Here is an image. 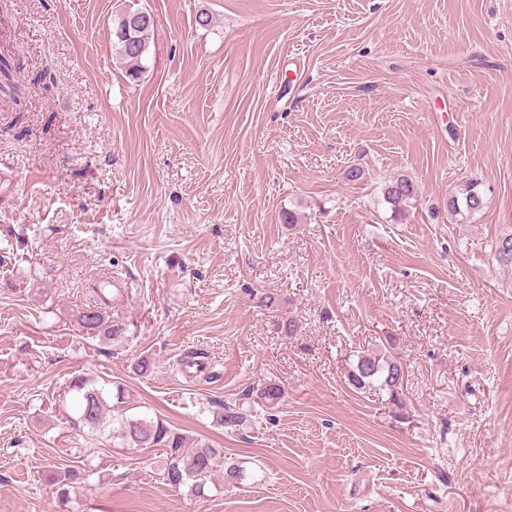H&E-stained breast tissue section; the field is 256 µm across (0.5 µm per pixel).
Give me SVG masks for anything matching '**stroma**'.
I'll use <instances>...</instances> for the list:
<instances>
[{"label": "stroma", "mask_w": 512, "mask_h": 512, "mask_svg": "<svg viewBox=\"0 0 512 512\" xmlns=\"http://www.w3.org/2000/svg\"><path fill=\"white\" fill-rule=\"evenodd\" d=\"M124 4L156 21L135 82L112 58ZM0 15L21 89L0 92V512H512V267L493 250L512 230V0ZM401 174L419 192L398 216L381 189ZM471 180L483 209L450 215ZM113 276L110 342L77 319ZM382 343L401 408L344 382ZM79 374L264 480L170 486L164 449L73 424ZM269 381L270 415L252 397ZM235 402L250 424L231 434L216 415Z\"/></svg>", "instance_id": "stroma-1"}]
</instances>
